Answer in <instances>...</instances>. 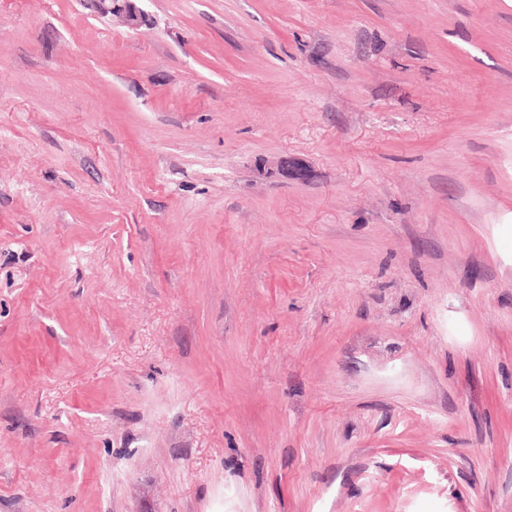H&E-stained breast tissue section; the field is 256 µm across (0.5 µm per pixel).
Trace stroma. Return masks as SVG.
<instances>
[{"mask_svg": "<svg viewBox=\"0 0 512 512\" xmlns=\"http://www.w3.org/2000/svg\"><path fill=\"white\" fill-rule=\"evenodd\" d=\"M137 6L0 0V512H512V0ZM96 11L106 16L113 13H124L132 28H139L146 25L148 21L143 12L135 5L134 0H93Z\"/></svg>", "mask_w": 512, "mask_h": 512, "instance_id": "obj_1", "label": "stroma"}]
</instances>
